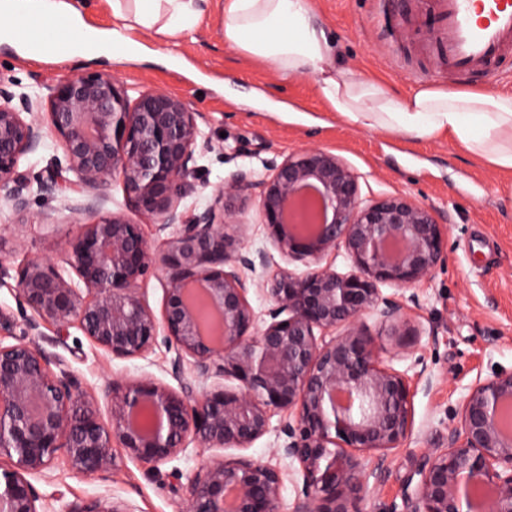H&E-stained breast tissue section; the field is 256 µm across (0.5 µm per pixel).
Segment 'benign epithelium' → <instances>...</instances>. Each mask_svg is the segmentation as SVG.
I'll return each mask as SVG.
<instances>
[{
	"instance_id": "obj_1",
	"label": "benign epithelium",
	"mask_w": 512,
	"mask_h": 512,
	"mask_svg": "<svg viewBox=\"0 0 512 512\" xmlns=\"http://www.w3.org/2000/svg\"><path fill=\"white\" fill-rule=\"evenodd\" d=\"M15 86L0 70L4 203L27 214L33 182L20 163L43 146L48 128L65 164L35 183L77 225L60 263L31 261L17 270L21 305L54 321L62 337L77 326L114 358H144L163 340L176 351L179 388L152 378L114 381L105 421L95 397L55 375L28 340L37 323L19 327L0 310V328L15 336L0 344V457L10 462L0 468V512H133L112 498L56 511L28 476H44L61 460L104 479L121 453L157 466L191 443L247 450L271 431L277 413L286 437L278 451L303 478L292 512H358L370 482L382 479L385 456L412 430L411 380L383 365L381 354L417 329L381 287L435 275L446 251L438 211L403 194L365 200L341 157L307 148L272 164L262 179L233 175L189 213L181 200L197 174L202 136V113L191 102L154 89L133 98L105 73L63 77L45 98ZM114 181L135 212L168 232L160 249L142 224L105 210ZM252 194L272 244L306 265L263 284L271 307L262 321L246 293L248 274L265 255L252 257L227 232L240 225L236 216ZM341 248L346 273L322 264ZM155 269L164 275L159 318L140 288ZM367 313L387 334L366 332ZM511 410L512 370L472 384L446 446L425 457L402 510L391 512H476L479 486L492 489L488 512H512V432L504 431ZM286 478L252 456L212 459L189 480L186 512H281Z\"/></svg>"
}]
</instances>
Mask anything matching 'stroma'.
Segmentation results:
<instances>
[{
  "mask_svg": "<svg viewBox=\"0 0 512 512\" xmlns=\"http://www.w3.org/2000/svg\"><path fill=\"white\" fill-rule=\"evenodd\" d=\"M313 6L334 32L344 62L397 94L430 86L487 88L482 76H462L430 55L432 35L418 20L402 19L400 50L394 56L375 26V0H313ZM175 53L172 60L110 63L77 57L60 62L30 57L2 42L0 68L10 69L27 93L63 76L103 72L135 90H162L191 101L202 114L203 136L196 149L200 175L182 201L189 210L205 207L215 189L237 171L259 179L289 153L317 147L340 156L358 173L363 198L403 193L443 214L448 227L444 263L430 280L403 291L415 299L407 310L416 317L420 333L401 337L382 355L385 365L399 371L423 358L432 377L428 385L413 382V433L390 453L384 481L360 505L361 512H386L388 505L401 503L419 460L457 423L469 386L491 377L496 368H512V172L489 166L445 138L386 137L338 120L311 76L286 80L272 67L226 48L215 0H208L195 36L181 39ZM244 97L253 100L246 109L238 104ZM55 206V200L32 194L29 211L20 219L0 202V250L6 255L0 263V309L20 322L34 313L19 304L18 266L31 260L58 263L67 237L76 230L55 214ZM49 212L55 215L50 224L44 219ZM241 220L249 249L266 254L265 265L247 282V299L262 315L268 300L261 284L279 269L301 272L305 266L271 244L254 203H247ZM32 342L50 358L54 372L66 373L92 393L103 413L113 381L150 376L172 387L177 384L172 375L176 352L163 343L147 358L116 359L74 327L65 343H58L57 326L48 319L38 321ZM282 443L273 431L248 454L288 472L282 512H291L302 477L278 453ZM205 458L192 445L155 468L123 457L106 479L75 473L60 463L48 475L32 476L31 482L40 497L64 503L108 496L128 501L135 512H185L187 481ZM174 471L181 473V481L171 479Z\"/></svg>",
  "mask_w": 512,
  "mask_h": 512,
  "instance_id": "obj_1",
  "label": "stroma"
}]
</instances>
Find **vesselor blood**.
<instances>
[{
  "instance_id": "1",
  "label": "vessel or blood",
  "mask_w": 512,
  "mask_h": 512,
  "mask_svg": "<svg viewBox=\"0 0 512 512\" xmlns=\"http://www.w3.org/2000/svg\"><path fill=\"white\" fill-rule=\"evenodd\" d=\"M431 53L459 73L495 75L512 53V0H432Z\"/></svg>"
}]
</instances>
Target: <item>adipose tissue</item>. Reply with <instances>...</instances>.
Segmentation results:
<instances>
[{
    "instance_id": "adipose-tissue-1",
    "label": "adipose tissue",
    "mask_w": 512,
    "mask_h": 512,
    "mask_svg": "<svg viewBox=\"0 0 512 512\" xmlns=\"http://www.w3.org/2000/svg\"><path fill=\"white\" fill-rule=\"evenodd\" d=\"M203 0H112L109 30L82 20L84 0H0L9 31L53 20L92 58L117 59L130 35L143 32L176 44L195 30ZM225 46L271 64L282 78L313 76L337 118L369 131L417 140L448 138L501 170H512V92L420 89L405 96L343 65L334 37L311 0H224Z\"/></svg>"
}]
</instances>
